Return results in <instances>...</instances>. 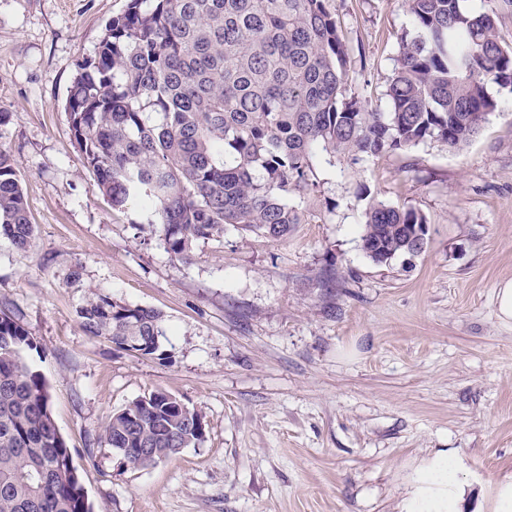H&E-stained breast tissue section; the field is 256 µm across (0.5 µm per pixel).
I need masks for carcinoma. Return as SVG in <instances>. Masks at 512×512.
Returning <instances> with one entry per match:
<instances>
[{"mask_svg": "<svg viewBox=\"0 0 512 512\" xmlns=\"http://www.w3.org/2000/svg\"><path fill=\"white\" fill-rule=\"evenodd\" d=\"M405 0L389 111L344 98L351 61L332 0H128L79 67L66 112L93 188L112 208L139 204L167 251L187 260L231 227L283 241L315 187L314 160L376 157L436 141L459 149L512 93V46L497 0ZM34 225L13 156L0 150V240L24 250ZM425 216L381 201L365 211L375 264L426 242ZM85 333L144 358L165 356L163 314L98 289L78 310ZM31 332L0 307V512H93L58 432ZM201 410L152 390L112 415L102 442L146 469L205 440Z\"/></svg>", "mask_w": 512, "mask_h": 512, "instance_id": "carcinoma-1", "label": "carcinoma"}]
</instances>
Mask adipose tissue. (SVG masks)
I'll return each mask as SVG.
<instances>
[{"mask_svg": "<svg viewBox=\"0 0 512 512\" xmlns=\"http://www.w3.org/2000/svg\"><path fill=\"white\" fill-rule=\"evenodd\" d=\"M463 463L451 450H441L421 461L415 470L401 512H460L468 485Z\"/></svg>", "mask_w": 512, "mask_h": 512, "instance_id": "adipose-tissue-1", "label": "adipose tissue"}]
</instances>
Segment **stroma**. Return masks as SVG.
I'll return each instance as SVG.
<instances>
[{"label":"stroma","mask_w":512,"mask_h":512,"mask_svg":"<svg viewBox=\"0 0 512 512\" xmlns=\"http://www.w3.org/2000/svg\"><path fill=\"white\" fill-rule=\"evenodd\" d=\"M127 0H0V147L17 161L33 246L0 242V306L41 348L55 425L95 512H399L423 458L450 449L465 480L512 476V93L461 149L315 163L287 240L236 230L190 261L136 235L139 210L92 187L65 112L79 65ZM352 68L346 98L386 107L411 30L402 0H334ZM420 210L423 250L390 264L360 239L369 200ZM101 288L164 316L166 359L87 335ZM161 389L202 409L204 442L119 467L100 436Z\"/></svg>","instance_id":"1"}]
</instances>
